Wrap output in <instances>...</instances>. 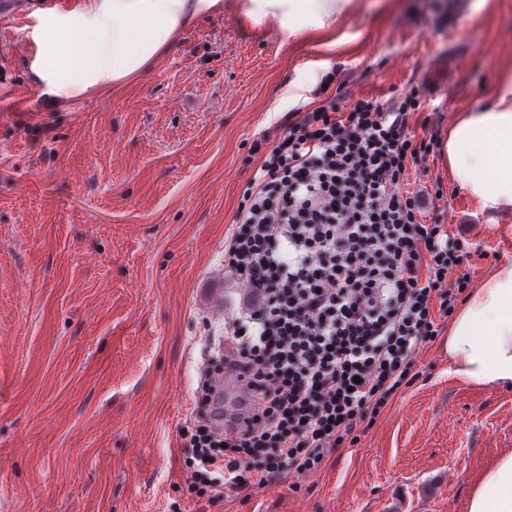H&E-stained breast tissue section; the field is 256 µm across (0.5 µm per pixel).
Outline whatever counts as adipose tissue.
<instances>
[{"mask_svg":"<svg viewBox=\"0 0 512 512\" xmlns=\"http://www.w3.org/2000/svg\"><path fill=\"white\" fill-rule=\"evenodd\" d=\"M219 0H99L93 11L45 27L44 77L66 92L108 87L153 61L180 25ZM350 0H247L246 16L277 19L289 33L320 29ZM95 34L109 58L72 56L76 32ZM448 175L484 209L512 208V79L478 109L456 113L441 145ZM451 371L479 387L512 386V265L490 272L456 309L448 327ZM466 512H512V448L471 481Z\"/></svg>","mask_w":512,"mask_h":512,"instance_id":"1","label":"adipose tissue"}]
</instances>
